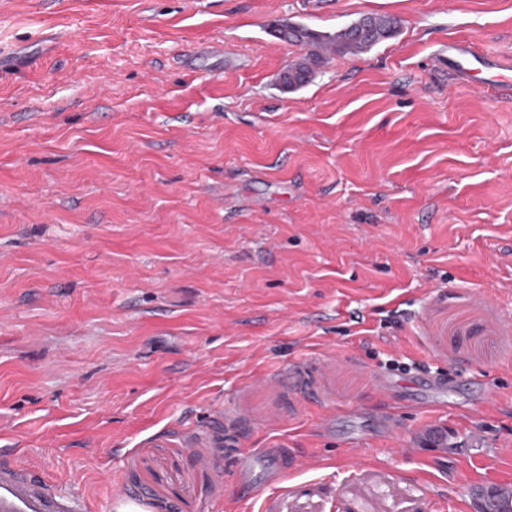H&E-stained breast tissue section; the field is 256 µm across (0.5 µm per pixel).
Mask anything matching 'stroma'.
Listing matches in <instances>:
<instances>
[{
	"instance_id": "1",
	"label": "stroma",
	"mask_w": 512,
	"mask_h": 512,
	"mask_svg": "<svg viewBox=\"0 0 512 512\" xmlns=\"http://www.w3.org/2000/svg\"><path fill=\"white\" fill-rule=\"evenodd\" d=\"M365 14L400 29L281 90L272 21ZM451 41L511 57L512 0H0V464L90 512H464L512 479V97L433 68ZM489 502L488 508L484 505ZM499 505L498 507L494 506ZM512 509V482L495 477L481 478L467 491V512H509Z\"/></svg>"
}]
</instances>
